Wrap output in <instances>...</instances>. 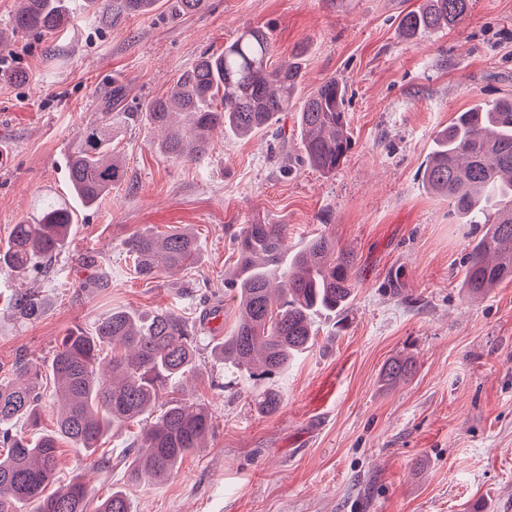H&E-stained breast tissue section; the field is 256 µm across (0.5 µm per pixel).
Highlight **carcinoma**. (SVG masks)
I'll return each mask as SVG.
<instances>
[{
  "instance_id": "cac0c4a2",
  "label": "carcinoma",
  "mask_w": 512,
  "mask_h": 512,
  "mask_svg": "<svg viewBox=\"0 0 512 512\" xmlns=\"http://www.w3.org/2000/svg\"><path fill=\"white\" fill-rule=\"evenodd\" d=\"M158 0H84L104 26L152 11ZM470 0H424L399 21L406 38L462 23ZM73 20L69 0H20L11 26L0 29V51L19 33L64 35ZM300 49L287 63L272 61L273 44L260 27H246L219 53H203L184 71L170 93L149 100L140 112H102L78 132L68 159L74 197L92 207L127 183L115 159L112 139L129 121L143 120L160 132L159 147L175 161L205 159L225 129L240 136L276 125L291 110L301 83ZM346 86L327 79L311 91L297 112L303 164L335 172L351 149ZM422 181L445 198L467 224L485 231L470 247L462 288L482 296L512 269V98L475 103L440 131L425 163ZM75 210L48 203L40 218L21 221L0 245V274L20 282L5 300L16 319L35 322L46 313L45 297L25 286L32 273L49 269L71 243ZM237 267L224 279L234 293L238 319L230 335L212 345L214 356L236 371L257 377L275 374L311 347L313 316L341 312L352 297L356 256L325 236L304 247H288V225L257 218L237 237ZM136 274L145 281L163 272L188 269L198 261L200 244L188 228L164 234L143 228L125 242ZM200 336L195 325L172 310L151 313L118 309L100 316L93 333L77 328L53 354L49 378L60 407L55 431L27 439L13 430L22 419L37 420L42 400L40 366L20 359L0 373V512H130L121 489L91 504L77 476L57 489L61 441L94 455L102 440L143 416H154L129 448V480L161 481L182 459L206 447L214 427L209 402L183 393L159 403L166 381L193 376ZM407 358L390 359L383 370L389 383L408 378ZM266 413L282 398L269 387L257 395Z\"/></svg>"
}]
</instances>
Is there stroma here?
Listing matches in <instances>:
<instances>
[{"instance_id": "stroma-1", "label": "stroma", "mask_w": 512, "mask_h": 512, "mask_svg": "<svg viewBox=\"0 0 512 512\" xmlns=\"http://www.w3.org/2000/svg\"><path fill=\"white\" fill-rule=\"evenodd\" d=\"M175 2L110 27L82 12L62 39L16 40L27 81L0 76V240L45 201L69 202L70 144L113 85L136 111L247 26L268 28L275 62L305 47L300 95L330 77L346 83V160L331 174L280 171L276 132L289 157L302 152L293 111L278 129L218 136L199 164L169 159L143 123L122 127L114 147L131 188L81 213L70 248L35 278L47 300L39 321L0 309V366L49 361L71 329L112 309H174L220 340L236 315L224 293L234 237L257 215L287 224L291 246L323 234L352 250L355 290L346 309L315 318L306 353L263 381L202 349L188 390L210 402L214 429L165 480H127L138 424L103 445L108 469L61 444V479L83 475L95 499L125 490L131 512H512V281L463 296V261L484 228L422 184L439 130L476 101L512 97V0H472L463 24L416 39L398 22L422 0H207L180 16ZM176 226L198 238L195 267L137 277L125 240ZM97 276L105 285L88 287ZM213 306L222 316L204 320ZM396 356L414 373L388 388L380 372ZM263 386L281 394L275 414L256 407Z\"/></svg>"}]
</instances>
